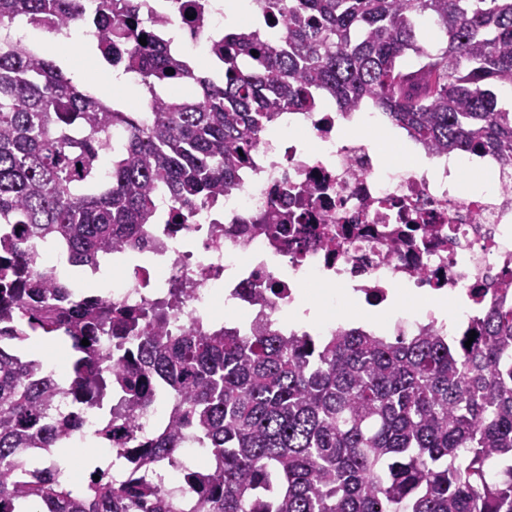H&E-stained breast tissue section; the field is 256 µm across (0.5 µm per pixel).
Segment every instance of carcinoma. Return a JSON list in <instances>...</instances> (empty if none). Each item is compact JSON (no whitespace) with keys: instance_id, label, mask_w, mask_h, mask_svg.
<instances>
[{"instance_id":"1","label":"carcinoma","mask_w":512,"mask_h":512,"mask_svg":"<svg viewBox=\"0 0 512 512\" xmlns=\"http://www.w3.org/2000/svg\"><path fill=\"white\" fill-rule=\"evenodd\" d=\"M147 2L0 0V512H181L179 490L144 475L161 463L186 476L189 512H512L511 308L492 305L467 350L433 329L171 335L152 309L35 277L31 254L59 242L71 267L97 271L154 223L156 190L190 209L236 187L278 113L315 112L322 93L338 112L371 104L427 146L511 161L495 90L512 86V0H262L282 40L264 24L224 34L217 82L154 40ZM422 16L444 45L418 40ZM19 18L48 33L82 20L147 111L75 85L11 37ZM253 50L263 65L247 71ZM34 336L67 346V383L29 354ZM114 391L128 441L112 446L110 417L95 436L133 472L96 468L73 491L51 456L75 438L54 401L98 408ZM162 397L168 428L139 437L138 411ZM190 435L211 456L200 483L179 454Z\"/></svg>"}]
</instances>
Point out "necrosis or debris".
<instances>
[{"label": "necrosis or debris", "mask_w": 512, "mask_h": 512, "mask_svg": "<svg viewBox=\"0 0 512 512\" xmlns=\"http://www.w3.org/2000/svg\"><path fill=\"white\" fill-rule=\"evenodd\" d=\"M208 37L186 15H170L155 0V33L190 35V58H212L223 11L206 8ZM369 106L339 112H284L255 144L257 160L239 187L196 207L175 225V203L156 196V221L139 246L112 252L111 280L97 292L118 310L165 308L167 329L271 328L283 336L304 330L287 316L299 291L313 289L324 307L316 335L347 327L340 301L389 304L397 289H428L452 298L461 318L437 324L439 335L466 339L487 308L512 306V162L469 155L455 179L420 170L416 153L448 163V153L399 132L389 156L377 147ZM489 193L471 194L472 178Z\"/></svg>", "instance_id": "necrosis-or-debris-1"}]
</instances>
